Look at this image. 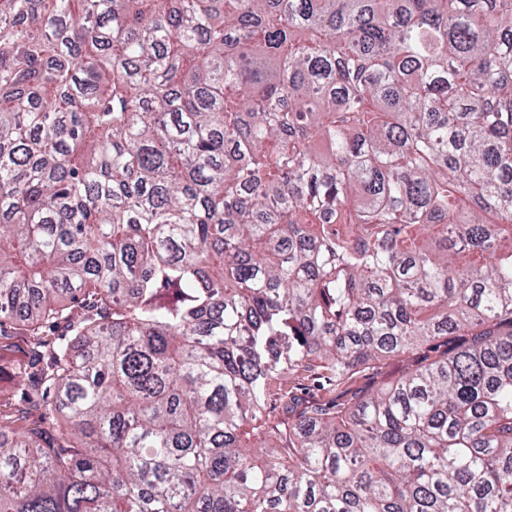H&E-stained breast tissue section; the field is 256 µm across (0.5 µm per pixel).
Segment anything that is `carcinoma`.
Masks as SVG:
<instances>
[{"mask_svg": "<svg viewBox=\"0 0 512 512\" xmlns=\"http://www.w3.org/2000/svg\"><path fill=\"white\" fill-rule=\"evenodd\" d=\"M8 324L0 512H509L512 0H0ZM437 352L421 349L404 356L381 360L374 366L354 371L343 385L331 393L319 387L317 378L321 370L314 367L302 372L298 379L287 380L284 388L287 391L291 389L296 396L317 399L336 398V401H346L353 395L369 389L376 382L397 379L406 370L413 369L421 362L434 358Z\"/></svg>", "mask_w": 512, "mask_h": 512, "instance_id": "obj_1", "label": "carcinoma"}]
</instances>
